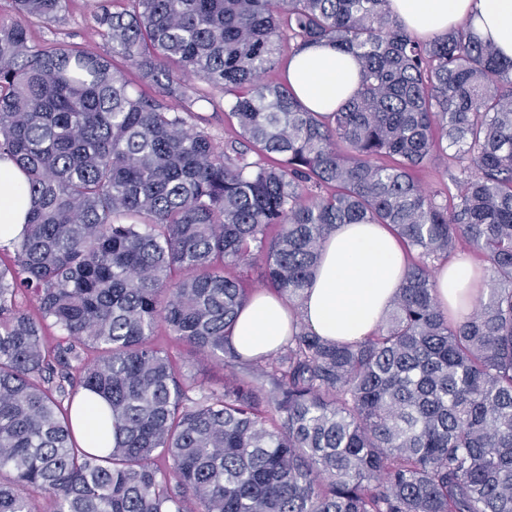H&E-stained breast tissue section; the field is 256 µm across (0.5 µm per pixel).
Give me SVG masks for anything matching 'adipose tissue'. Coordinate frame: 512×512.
I'll return each instance as SVG.
<instances>
[{"label":"adipose tissue","mask_w":512,"mask_h":512,"mask_svg":"<svg viewBox=\"0 0 512 512\" xmlns=\"http://www.w3.org/2000/svg\"><path fill=\"white\" fill-rule=\"evenodd\" d=\"M391 12L421 40L471 20L475 32L491 39L512 58V0H389ZM359 67L332 44L310 46L292 57L288 81L311 110L327 114L358 89ZM17 166L0 161V243L19 236L30 198ZM321 260L310 288L296 308H287L278 294L256 291L239 311L232 342L248 358L276 352L297 325L325 340L356 344L376 332L398 293L405 255L383 224H340L321 249ZM483 273L468 255L439 265L436 298L453 319L468 314L480 295Z\"/></svg>","instance_id":"obj_1"}]
</instances>
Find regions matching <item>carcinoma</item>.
<instances>
[{"label":"carcinoma","instance_id":"obj_1","mask_svg":"<svg viewBox=\"0 0 512 512\" xmlns=\"http://www.w3.org/2000/svg\"><path fill=\"white\" fill-rule=\"evenodd\" d=\"M13 4L0 160L32 206L0 260V512H512V59L469 20L420 40L388 0H107L110 54L30 45L66 0ZM324 41L360 69L328 114L264 81L282 44ZM190 76L224 91L223 149ZM450 149L440 201L414 170ZM369 223L409 255L377 332L301 328L244 358L235 270L261 262L294 304L336 225ZM462 243L488 279L450 321L434 269ZM158 329L223 363L224 386ZM80 389L105 401L97 454L74 433Z\"/></svg>","mask_w":512,"mask_h":512}]
</instances>
